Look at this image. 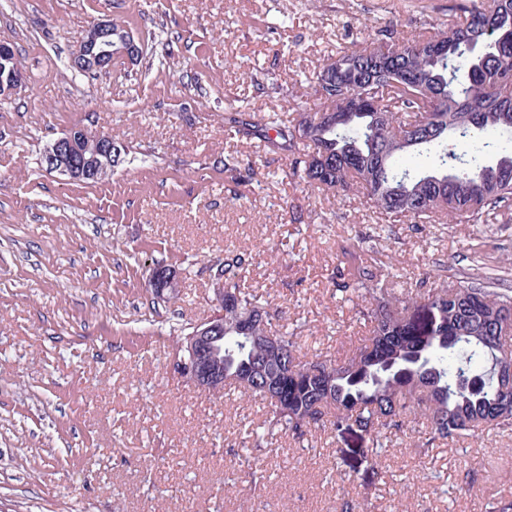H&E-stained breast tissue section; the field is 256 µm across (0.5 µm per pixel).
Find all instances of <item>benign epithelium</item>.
Wrapping results in <instances>:
<instances>
[{
  "instance_id": "benign-epithelium-1",
  "label": "benign epithelium",
  "mask_w": 512,
  "mask_h": 512,
  "mask_svg": "<svg viewBox=\"0 0 512 512\" xmlns=\"http://www.w3.org/2000/svg\"><path fill=\"white\" fill-rule=\"evenodd\" d=\"M140 53L139 42L134 35L124 37L120 42L112 41V22L104 21L88 29L78 40L72 65L80 72L93 70L107 71L117 60L128 63L137 61ZM81 131L67 130L54 138L46 147L43 157L47 169L70 180H89L117 163L123 155V145L110 137L102 139L94 153L86 156L79 149ZM176 285V275L167 267L151 271L149 287L164 295ZM223 336L218 326L210 319L200 322L188 338L187 349L191 358L175 371L179 377L188 380L201 393L224 384V371L215 364L221 352Z\"/></svg>"
}]
</instances>
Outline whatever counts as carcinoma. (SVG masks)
I'll return each instance as SVG.
<instances>
[{
    "instance_id": "1",
    "label": "carcinoma",
    "mask_w": 512,
    "mask_h": 512,
    "mask_svg": "<svg viewBox=\"0 0 512 512\" xmlns=\"http://www.w3.org/2000/svg\"><path fill=\"white\" fill-rule=\"evenodd\" d=\"M448 24L425 22L401 36L354 42L325 59L314 84L295 93V116L239 110L224 124L269 154L293 155L294 172L334 196L359 194L383 224H474L512 208V0H458ZM20 65L0 54V82ZM414 84L400 88L398 73ZM365 96L370 112H346L348 96ZM316 101L315 115L303 98ZM307 148L296 153L298 144ZM236 185L257 172L232 154L220 161ZM247 252L230 251L207 267L224 281V381L267 403L269 423L296 438L308 428L355 433L378 461L382 430L411 418L429 439L454 441L488 427L512 428V386L497 378V330L512 296L488 288L393 292L356 246L336 251V288L358 294L368 335L337 362L300 352L296 332L246 291ZM189 327L172 341V360L188 359ZM273 336L277 352L246 340ZM280 381L271 400L254 373Z\"/></svg>"
}]
</instances>
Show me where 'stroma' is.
<instances>
[{
    "instance_id": "35a3bbf8",
    "label": "stroma",
    "mask_w": 512,
    "mask_h": 512,
    "mask_svg": "<svg viewBox=\"0 0 512 512\" xmlns=\"http://www.w3.org/2000/svg\"><path fill=\"white\" fill-rule=\"evenodd\" d=\"M448 0H0V41L26 85L0 100V512H492L512 499V429L426 442L387 433L379 464L359 441L270 427L261 400L199 393L169 369L172 324L210 315L205 269L252 247L248 283L302 353L340 360L366 329L331 279L336 247L359 238L391 264L397 293L491 277L512 291V211L480 224L380 228L361 196L330 197L290 159L245 143L224 115L247 107L292 118V92L328 54L375 33L447 21ZM129 24L141 63L71 68L83 33ZM173 44L166 54L164 44ZM237 59L236 68L224 66ZM85 125L137 150L103 181L46 172L61 133ZM235 154L257 176L238 186ZM287 242L277 264L265 251ZM177 273L178 297L144 305L146 271ZM265 477L257 499L246 468ZM223 165L224 173L228 179L236 185H242L253 181L257 172L249 164H243L238 157L232 154L224 155V160L219 161Z\"/></svg>"
}]
</instances>
